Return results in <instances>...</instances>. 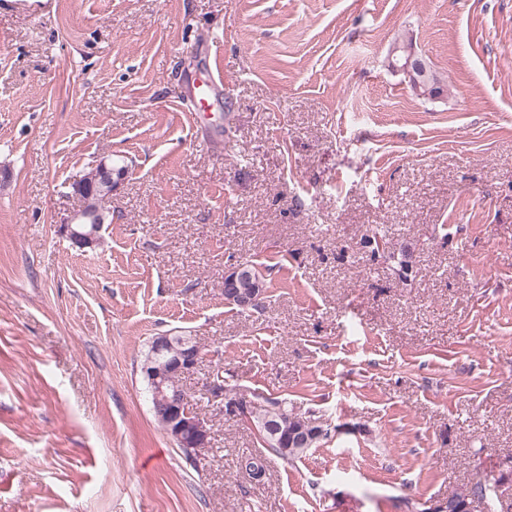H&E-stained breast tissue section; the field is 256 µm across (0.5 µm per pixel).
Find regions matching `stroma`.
Returning a JSON list of instances; mask_svg holds the SVG:
<instances>
[{"instance_id": "1", "label": "stroma", "mask_w": 512, "mask_h": 512, "mask_svg": "<svg viewBox=\"0 0 512 512\" xmlns=\"http://www.w3.org/2000/svg\"><path fill=\"white\" fill-rule=\"evenodd\" d=\"M104 157L82 253L59 228ZM246 260L259 312L224 300ZM171 331L206 352L199 468L140 371ZM214 383L333 429L252 482ZM511 463L512 0H0V512H408ZM423 63L420 58H418L415 52L411 53L409 57L405 60V63L401 66H395V69L402 70L408 81L419 88L421 86L419 76L422 71ZM445 88L447 91V86L444 83V80L439 76L436 70H434L430 66V74L428 78V82L420 87L419 95L426 96L428 95L431 98L439 97L444 94ZM110 159L102 158L90 169L82 178L71 185L74 193L82 199L83 205L80 210L71 216V218L60 226V234L70 242L73 248L80 252H87V249H95L101 244V230L106 224V216L101 211L107 209L103 203L107 195H112L117 186L123 179V174L127 171L124 163L115 166L117 171L112 167ZM100 187L105 193L98 194L96 198V206L101 210H97L91 206L90 197L91 190L94 187ZM108 210V209H107ZM243 264L245 265V270L242 273V276L237 279L242 268L237 265L225 273L224 283L227 279H237L236 284L233 285L232 288H264L265 279L257 265L251 261H245Z\"/></svg>"}]
</instances>
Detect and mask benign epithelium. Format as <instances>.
I'll return each mask as SVG.
<instances>
[{
    "label": "benign epithelium",
    "mask_w": 512,
    "mask_h": 512,
    "mask_svg": "<svg viewBox=\"0 0 512 512\" xmlns=\"http://www.w3.org/2000/svg\"><path fill=\"white\" fill-rule=\"evenodd\" d=\"M422 67L421 59L412 53L399 69L418 88L421 86L419 76ZM122 179L123 176L112 167L111 160L102 158L71 185L74 193L81 197L83 205L66 223L60 225V234L65 236L72 247L85 252L101 244V230L106 224V216L91 206V190L98 186L110 195ZM204 358V349L194 337L179 336L173 339L164 335L154 339L151 353L141 364L142 374L154 392L157 415L171 440L183 448L209 446L210 420L197 412L185 391L174 389L169 392L166 385L172 378L182 380L193 375ZM251 409L252 400L248 394H224V416L251 425ZM330 432L331 427L326 420H311L297 438L296 447L303 449L311 438L324 439Z\"/></svg>",
    "instance_id": "7a95c632"
}]
</instances>
